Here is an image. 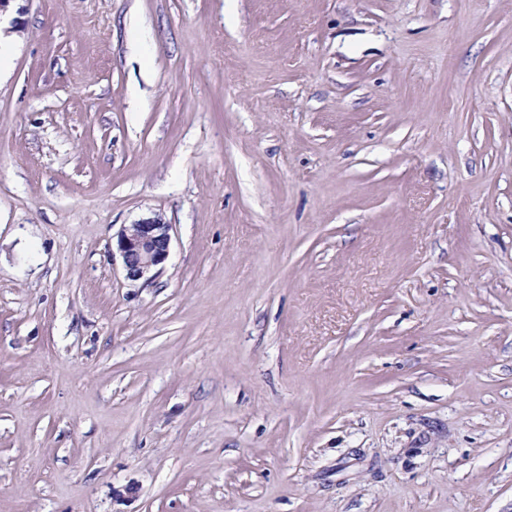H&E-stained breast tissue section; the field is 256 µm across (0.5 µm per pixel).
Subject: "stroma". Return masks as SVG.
Listing matches in <instances>:
<instances>
[{
  "mask_svg": "<svg viewBox=\"0 0 512 512\" xmlns=\"http://www.w3.org/2000/svg\"><path fill=\"white\" fill-rule=\"evenodd\" d=\"M9 12L0 512H512V0ZM171 224L161 215L123 225L118 233L117 249L125 278L151 280L153 271L168 259L171 250Z\"/></svg>",
  "mask_w": 512,
  "mask_h": 512,
  "instance_id": "35a3bbf8",
  "label": "stroma"
}]
</instances>
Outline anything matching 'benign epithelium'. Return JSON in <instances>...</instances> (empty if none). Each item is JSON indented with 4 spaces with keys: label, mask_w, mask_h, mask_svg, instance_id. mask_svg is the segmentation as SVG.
<instances>
[{
    "label": "benign epithelium",
    "mask_w": 512,
    "mask_h": 512,
    "mask_svg": "<svg viewBox=\"0 0 512 512\" xmlns=\"http://www.w3.org/2000/svg\"><path fill=\"white\" fill-rule=\"evenodd\" d=\"M170 231L171 225L159 214L123 225L117 249L126 279L149 281L154 277L153 271L170 255Z\"/></svg>",
    "instance_id": "benign-epithelium-1"
}]
</instances>
